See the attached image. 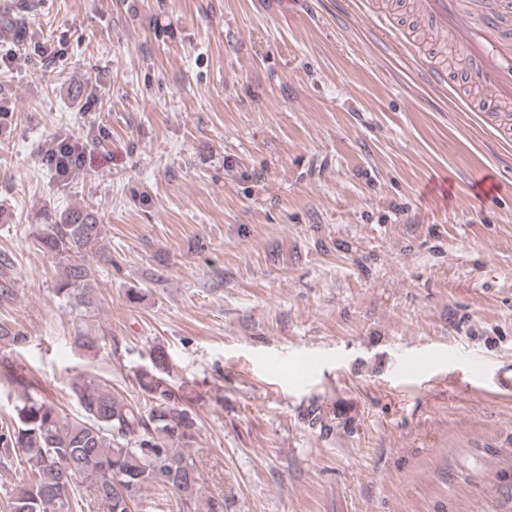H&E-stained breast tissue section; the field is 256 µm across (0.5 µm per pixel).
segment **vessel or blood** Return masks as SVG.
<instances>
[{
    "mask_svg": "<svg viewBox=\"0 0 512 512\" xmlns=\"http://www.w3.org/2000/svg\"><path fill=\"white\" fill-rule=\"evenodd\" d=\"M413 15L433 37L463 47L472 83L512 103V0H413Z\"/></svg>",
    "mask_w": 512,
    "mask_h": 512,
    "instance_id": "vessel-or-blood-1",
    "label": "vessel or blood"
}]
</instances>
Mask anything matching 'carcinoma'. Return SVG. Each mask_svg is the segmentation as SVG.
<instances>
[{
	"mask_svg": "<svg viewBox=\"0 0 512 512\" xmlns=\"http://www.w3.org/2000/svg\"><path fill=\"white\" fill-rule=\"evenodd\" d=\"M100 224L83 208H72L37 236V248L64 259L100 251ZM92 270L84 264L67 266L59 292L81 304L91 303ZM150 365L136 375L152 405L148 409L112 391L92 377L78 376L69 389L81 414L70 419L35 383L18 369L0 361V381L23 388L24 394L0 428V448L20 449L29 470L6 492L5 512H131L143 489L170 492L180 512H224V500L200 495L202 476L186 449L198 430L195 411L183 404L168 379L164 349L152 346ZM92 489L84 498L78 482Z\"/></svg>",
	"mask_w": 512,
	"mask_h": 512,
	"instance_id": "cac0c4a2",
	"label": "carcinoma"
}]
</instances>
